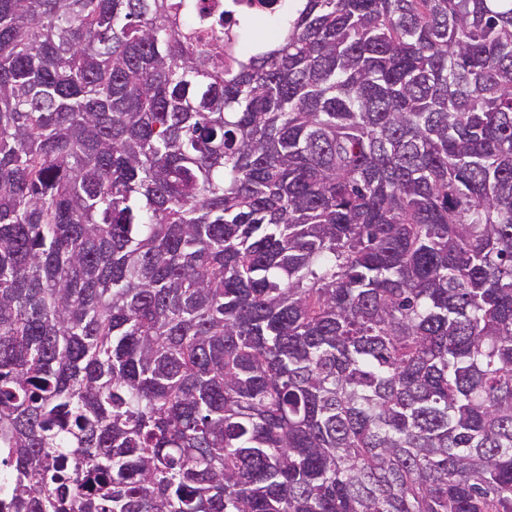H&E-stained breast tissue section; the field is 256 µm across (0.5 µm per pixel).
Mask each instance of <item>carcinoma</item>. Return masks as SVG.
Segmentation results:
<instances>
[{
    "mask_svg": "<svg viewBox=\"0 0 512 512\" xmlns=\"http://www.w3.org/2000/svg\"><path fill=\"white\" fill-rule=\"evenodd\" d=\"M0 0V512H512V0Z\"/></svg>",
    "mask_w": 512,
    "mask_h": 512,
    "instance_id": "carcinoma-1",
    "label": "carcinoma"
}]
</instances>
